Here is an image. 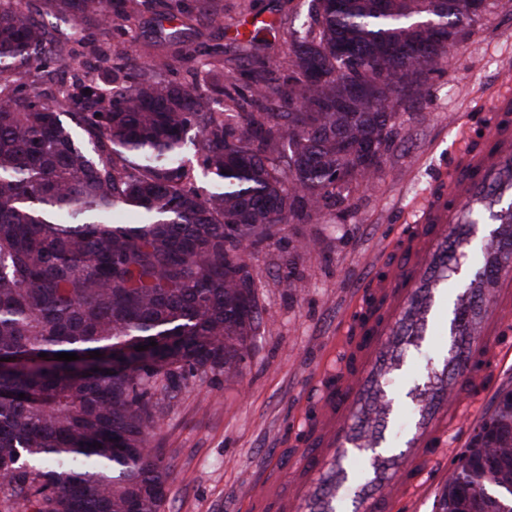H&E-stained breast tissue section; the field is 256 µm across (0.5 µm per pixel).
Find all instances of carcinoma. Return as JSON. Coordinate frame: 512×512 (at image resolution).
Here are the masks:
<instances>
[{
  "mask_svg": "<svg viewBox=\"0 0 512 512\" xmlns=\"http://www.w3.org/2000/svg\"><path fill=\"white\" fill-rule=\"evenodd\" d=\"M148 2L0 0V512H164L156 425L189 382L240 365L259 323L240 245L343 203L365 179L353 147L388 138L376 116L474 21L473 0H311L291 76L250 56L226 81L205 47L192 91L112 48ZM40 15L99 35L98 72L71 37L47 43ZM195 20L169 11L158 33L180 53ZM52 68L73 90H51ZM468 452L512 473L511 390ZM489 492L446 512L512 505Z\"/></svg>",
  "mask_w": 512,
  "mask_h": 512,
  "instance_id": "carcinoma-1",
  "label": "carcinoma"
}]
</instances>
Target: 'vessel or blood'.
Masks as SVG:
<instances>
[{
    "mask_svg": "<svg viewBox=\"0 0 512 512\" xmlns=\"http://www.w3.org/2000/svg\"><path fill=\"white\" fill-rule=\"evenodd\" d=\"M478 129L357 291L339 332L344 359L323 368L315 413L254 491L252 512H394L405 491L449 476L440 462L456 453L457 419L504 354L512 315L511 81ZM459 277L466 287L452 288Z\"/></svg>",
    "mask_w": 512,
    "mask_h": 512,
    "instance_id": "obj_1",
    "label": "vessel or blood"
}]
</instances>
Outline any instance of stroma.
Returning a JSON list of instances; mask_svg holds the SVG:
<instances>
[{
  "mask_svg": "<svg viewBox=\"0 0 512 512\" xmlns=\"http://www.w3.org/2000/svg\"><path fill=\"white\" fill-rule=\"evenodd\" d=\"M170 0H151L126 21L114 45L132 40L128 62L149 63L192 82L196 60L178 58L156 40V19ZM192 14L212 19L197 27L187 47L224 48L225 76L238 75L248 54L238 45L241 24L268 23L259 54L276 76L288 75L285 30L310 23V0H181ZM512 69V0H486L468 34L451 46L446 61L428 75L424 90L404 97L393 121L395 136L369 182L351 181L344 206L306 224L282 225L272 240L252 248L249 263L261 318L238 374L212 384L183 388L155 432V444L174 462L165 512H250L256 485L280 464L293 423L309 415L319 372L332 356L337 332L359 284L371 273L383 243L394 239L418 198L457 158V116L476 118L479 104ZM313 241L310 253H295L296 241ZM294 284H287V276ZM512 390V355L489 371L481 405L469 411L457 432L468 448L498 394Z\"/></svg>",
  "mask_w": 512,
  "mask_h": 512,
  "instance_id": "stroma-1",
  "label": "stroma"
}]
</instances>
